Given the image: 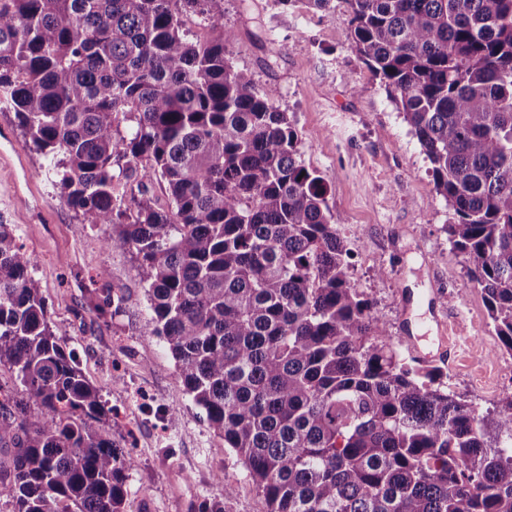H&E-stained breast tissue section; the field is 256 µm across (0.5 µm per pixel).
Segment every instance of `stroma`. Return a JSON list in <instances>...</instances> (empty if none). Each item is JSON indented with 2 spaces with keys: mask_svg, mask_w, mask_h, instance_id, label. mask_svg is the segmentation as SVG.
Instances as JSON below:
<instances>
[{
  "mask_svg": "<svg viewBox=\"0 0 512 512\" xmlns=\"http://www.w3.org/2000/svg\"><path fill=\"white\" fill-rule=\"evenodd\" d=\"M224 27L235 33L232 64L259 90H274L301 140L304 165L329 187L350 276L393 343L422 361L437 347L440 320L452 317L461 348L454 362L438 365L454 392L480 414L497 415L512 395V383L501 378L512 353L501 348L483 295L451 248L453 212L435 190L411 126L356 54L344 0L330 13L304 0H224ZM1 135L21 150L27 170L17 175L0 166V222L35 256L32 276L53 329L77 350L109 410L113 440L136 460L126 512H202L220 499L227 512H266L242 460L186 393L165 343L150 333L133 255L106 249L111 226L79 224L5 107ZM98 275L125 298L115 319L100 318L85 298L84 286Z\"/></svg>",
  "mask_w": 512,
  "mask_h": 512,
  "instance_id": "1",
  "label": "stroma"
}]
</instances>
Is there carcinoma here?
<instances>
[{
    "label": "carcinoma",
    "instance_id": "cac0c4a2",
    "mask_svg": "<svg viewBox=\"0 0 512 512\" xmlns=\"http://www.w3.org/2000/svg\"><path fill=\"white\" fill-rule=\"evenodd\" d=\"M344 2L512 352V0ZM188 14L221 27L224 0H0V103L78 222L112 225L106 247L135 255L150 333L267 512H512V395L488 419L440 367L406 362L351 281L287 113L227 58L234 32L191 41ZM35 265L0 223V371L20 385L0 387V498L125 512L134 459L55 335ZM85 293L102 317L122 308L95 280Z\"/></svg>",
    "mask_w": 512,
    "mask_h": 512
}]
</instances>
